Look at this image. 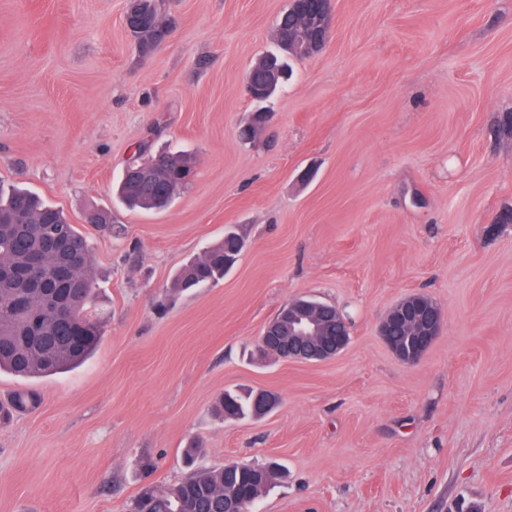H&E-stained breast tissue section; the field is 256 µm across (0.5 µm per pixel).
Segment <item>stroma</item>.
Segmentation results:
<instances>
[{
  "instance_id": "stroma-1",
  "label": "stroma",
  "mask_w": 512,
  "mask_h": 512,
  "mask_svg": "<svg viewBox=\"0 0 512 512\" xmlns=\"http://www.w3.org/2000/svg\"><path fill=\"white\" fill-rule=\"evenodd\" d=\"M286 0H161L170 37L143 54L127 0H0V182L63 209L92 245L95 354L68 372L0 371V512H130L198 465L279 463L252 512H512V0H333L323 49L291 60L250 142L254 62ZM195 160L170 207L116 195L139 145ZM112 212L121 236L86 223ZM233 227L218 283L167 295ZM421 293L445 328L418 364L378 334ZM308 296L348 314L336 358L251 359ZM279 405L223 421L229 389ZM151 473H143V461ZM37 405V399L33 393L18 392L8 406L0 404V423L11 419L13 413L20 410L32 409Z\"/></svg>"
}]
</instances>
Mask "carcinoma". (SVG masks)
Wrapping results in <instances>:
<instances>
[{
    "mask_svg": "<svg viewBox=\"0 0 512 512\" xmlns=\"http://www.w3.org/2000/svg\"><path fill=\"white\" fill-rule=\"evenodd\" d=\"M314 2L298 0L278 18L276 44L283 55L295 57L288 48V31L299 16L311 11ZM140 3L141 18L130 23L128 30L140 51L147 53L153 48L158 11L155 0ZM144 151V146L137 147L136 158L123 171L118 193L128 207L154 211L159 193L171 202L189 184L194 162L182 151H170L150 180L140 168L139 155ZM238 237L227 230L200 256L182 265L171 280L170 293L203 288L223 278L232 268L226 259L235 256ZM34 256L39 257L46 278L70 258V284L60 292L62 309L50 307L42 289L26 288L9 278ZM94 283L91 243L63 210L26 189H0V370L22 378L49 376L89 359L105 334L103 323L90 313ZM36 405L34 394L19 392L9 405L0 404V423ZM215 411L227 420L268 414L254 389L225 391ZM281 477L280 467L273 462L202 467L165 490L146 487L135 500L133 512H249Z\"/></svg>",
    "mask_w": 512,
    "mask_h": 512,
    "instance_id": "obj_1",
    "label": "carcinoma"
}]
</instances>
